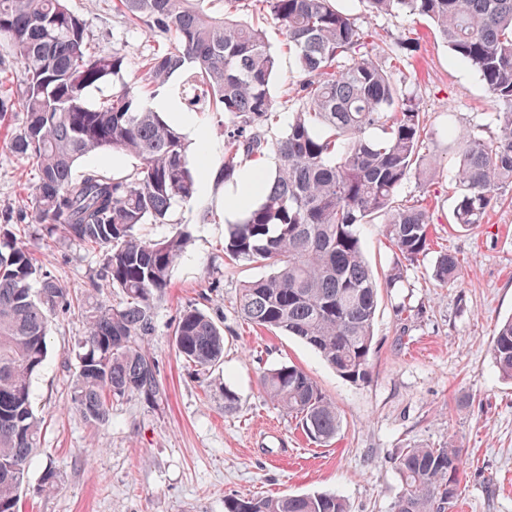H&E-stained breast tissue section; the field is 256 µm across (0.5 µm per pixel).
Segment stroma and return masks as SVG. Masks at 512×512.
<instances>
[{"label": "stroma", "instance_id": "obj_1", "mask_svg": "<svg viewBox=\"0 0 512 512\" xmlns=\"http://www.w3.org/2000/svg\"><path fill=\"white\" fill-rule=\"evenodd\" d=\"M87 24L95 51L120 53L126 82L142 75L153 38L129 26L113 0H68ZM359 25L392 43L417 32L419 51L401 62L407 87L418 98L427 138L423 153L439 159L430 187L409 179L394 202L425 199L432 214V251L408 266L396 287H385L393 251L381 222L364 225L362 245L382 288L374 321L375 355L365 381L341 378L312 348L282 332L243 320L236 300L245 282L266 267L224 259L226 224H212L231 185L215 182L187 203L175 204L167 223L144 224L147 239L184 233L189 244L170 273L165 299L154 310L155 334L144 346L158 366L164 394L150 403L133 397L112 406L108 423L86 422L72 407L69 386L82 323L60 311L52 318L48 357L33 381V402L46 420L40 447L28 464L22 512H224L225 496L277 497L332 492L349 512H391L401 485L394 460L415 445L463 451L461 495L454 512H512V382L503 380L490 344L497 323L512 316V202L494 205L486 224L463 231L452 223L456 164L446 131L496 128V105L479 76L455 60L423 18L370 13L361 0H336ZM239 20L261 28L279 57L272 83L277 116L269 138L284 134L296 104L288 83L296 74L286 32L270 15L241 11ZM9 39L0 37V98L10 100L0 122V223L22 230L39 264L72 291L88 288L102 269L100 253L75 243L47 246L33 223L26 197L33 181L9 148L24 125V87ZM448 250L462 265L460 287L431 277L437 252ZM199 307L224 326V362L193 371L173 343L181 311ZM293 364L307 372L341 414L327 445L312 443L295 419L265 395L260 369ZM238 402L224 408V391ZM60 471L59 487L41 491L47 465Z\"/></svg>", "mask_w": 512, "mask_h": 512}]
</instances>
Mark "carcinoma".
Here are the masks:
<instances>
[{
	"mask_svg": "<svg viewBox=\"0 0 512 512\" xmlns=\"http://www.w3.org/2000/svg\"><path fill=\"white\" fill-rule=\"evenodd\" d=\"M118 0L129 25L158 49L145 64L152 86L187 71L181 97L189 112L224 114V167L229 181L247 161L276 156L262 197L230 225L224 255L272 271L240 289L237 309L250 324L296 336L344 379L369 375L378 284L365 261L360 226L385 217L394 249L387 285L428 253L431 217L421 204L395 209L393 199L414 177L433 181L435 159L421 153L426 137L416 96L403 88L393 61L413 55L406 36L373 54L376 32L336 9L333 0ZM377 14L417 15L431 22L455 59L474 70L499 107L497 131L485 138L448 127L458 159L454 224L474 230L505 190H512V0H364ZM250 7L269 13L286 31L298 78L288 130L274 142L261 127L275 109L271 86L278 56L262 31L232 16ZM0 36L15 47L24 82L25 125L11 150L35 172L26 205L44 237L104 253L103 272L80 294L44 272L20 236L0 228V512H19L26 468L45 427L32 402V380L47 360L51 318L59 309L83 324L74 408L104 424L112 403L155 400L161 387L142 342L155 331L154 308L188 239L145 240L142 224H162L178 202L191 200L196 179L176 125L149 107L128 83L91 98L119 76L124 57L91 47L86 23L66 0H0ZM138 159L124 176L79 168L90 153ZM434 278L458 282L459 262L440 253ZM118 289L117 305L99 298ZM178 353L202 370L224 353V328L198 309L180 313ZM491 354L500 377L512 381V318L494 331ZM266 396L298 420L306 437L331 442L340 428L335 403L304 370L282 364L260 371ZM402 491L392 512H448L459 499L462 449L414 446L396 461ZM225 512H348L334 493L225 498Z\"/></svg>",
	"mask_w": 512,
	"mask_h": 512,
	"instance_id": "1",
	"label": "carcinoma"
}]
</instances>
